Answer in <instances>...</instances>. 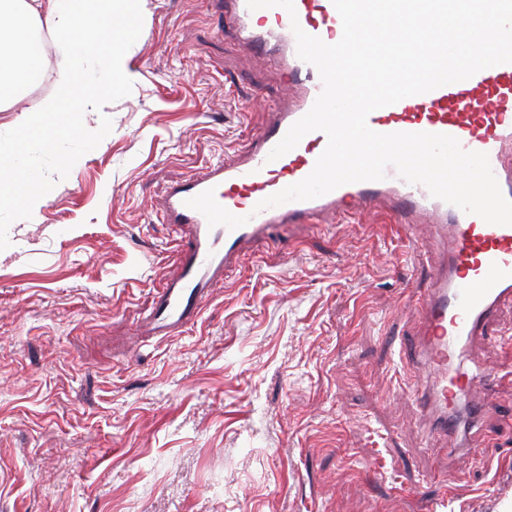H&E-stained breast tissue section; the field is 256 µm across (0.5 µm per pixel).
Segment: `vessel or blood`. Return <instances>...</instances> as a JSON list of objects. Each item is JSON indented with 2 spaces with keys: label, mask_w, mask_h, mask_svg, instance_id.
Instances as JSON below:
<instances>
[{
  "label": "vessel or blood",
  "mask_w": 512,
  "mask_h": 512,
  "mask_svg": "<svg viewBox=\"0 0 512 512\" xmlns=\"http://www.w3.org/2000/svg\"><path fill=\"white\" fill-rule=\"evenodd\" d=\"M224 4L230 21L247 31L252 50L278 61L287 83L298 89L299 100L288 110L272 113L233 161L212 164L202 177L169 189L164 219L174 227L179 243L175 271L155 289L147 309L151 332L178 336L193 325L227 273L242 266L274 225L301 227L328 215L378 208L392 223L408 229L421 215H429L447 242L428 293L418 302L416 359L430 369V385L422 396L435 429L457 442L463 424H476L481 417L477 401L469 404L466 414L455 409L458 393L473 382L465 370V346L477 336H497L495 314L502 301L512 300V226L489 224L465 213L433 197L425 186L406 182L392 167L379 181L345 184L314 199L258 209L261 200L307 177L327 146L326 134L313 131L282 157L268 158L322 90L317 69L297 55L291 25L299 23L306 33L333 44L342 22L332 0H294L291 13L280 7L252 10L247 0ZM367 124L383 134H447L465 150L486 153L503 195L512 200V63L379 108L369 114ZM209 189L226 210L245 217V224L233 230L212 228L202 213L188 207V199Z\"/></svg>",
  "instance_id": "obj_1"
}]
</instances>
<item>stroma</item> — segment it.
<instances>
[{"mask_svg":"<svg viewBox=\"0 0 512 512\" xmlns=\"http://www.w3.org/2000/svg\"><path fill=\"white\" fill-rule=\"evenodd\" d=\"M138 81L0 251V512H501L512 500V306L468 353L493 385L467 450L422 412L406 351L437 255L381 210L275 227L185 333L149 337L169 186L231 159L281 73L212 0H141Z\"/></svg>","mask_w":512,"mask_h":512,"instance_id":"1","label":"stroma"}]
</instances>
